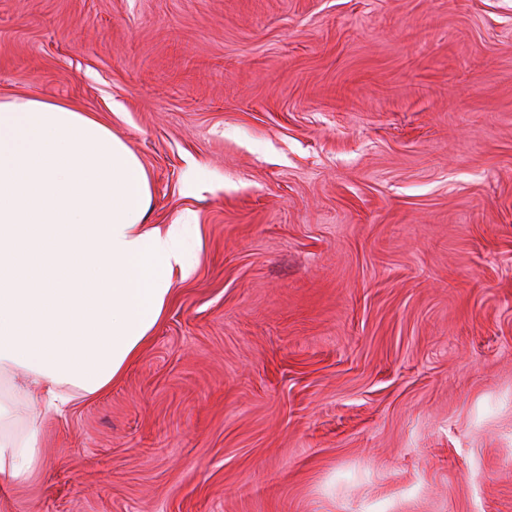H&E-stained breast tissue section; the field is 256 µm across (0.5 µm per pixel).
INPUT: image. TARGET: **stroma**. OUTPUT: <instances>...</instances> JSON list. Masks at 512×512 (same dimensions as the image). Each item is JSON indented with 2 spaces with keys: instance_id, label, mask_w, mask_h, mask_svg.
Returning a JSON list of instances; mask_svg holds the SVG:
<instances>
[{
  "instance_id": "obj_1",
  "label": "stroma",
  "mask_w": 512,
  "mask_h": 512,
  "mask_svg": "<svg viewBox=\"0 0 512 512\" xmlns=\"http://www.w3.org/2000/svg\"><path fill=\"white\" fill-rule=\"evenodd\" d=\"M195 270L0 512H512V0H0Z\"/></svg>"
}]
</instances>
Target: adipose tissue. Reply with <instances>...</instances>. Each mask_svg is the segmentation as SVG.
Wrapping results in <instances>:
<instances>
[{"label":"adipose tissue","mask_w":512,"mask_h":512,"mask_svg":"<svg viewBox=\"0 0 512 512\" xmlns=\"http://www.w3.org/2000/svg\"><path fill=\"white\" fill-rule=\"evenodd\" d=\"M150 203L145 166L93 113L0 97V487L44 463L16 413L107 390L193 273L191 225H149Z\"/></svg>","instance_id":"ef3b65f1"}]
</instances>
